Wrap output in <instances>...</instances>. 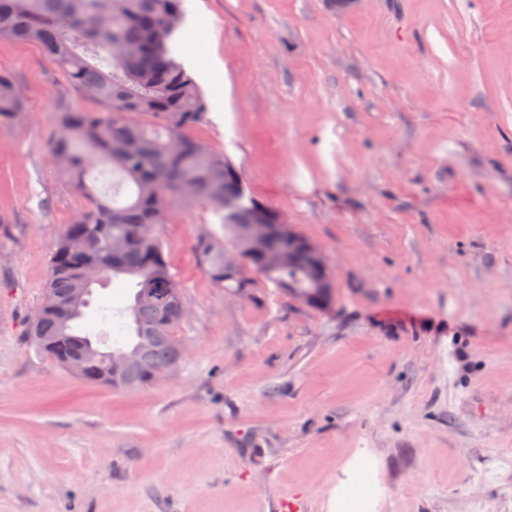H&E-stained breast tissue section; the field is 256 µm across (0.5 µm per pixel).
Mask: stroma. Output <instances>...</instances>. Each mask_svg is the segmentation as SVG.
<instances>
[{
	"label": "stroma",
	"mask_w": 512,
	"mask_h": 512,
	"mask_svg": "<svg viewBox=\"0 0 512 512\" xmlns=\"http://www.w3.org/2000/svg\"><path fill=\"white\" fill-rule=\"evenodd\" d=\"M194 137L319 248L315 309L258 271L203 272L224 227L173 205L156 235L189 316L177 371L89 385L23 335L87 200L51 144L98 110L33 44L0 38L27 106L0 126V512H328L355 449L379 512H512V0H185ZM134 285L78 323L132 335ZM200 250L205 257V273L216 284L225 288V290L236 293L246 288L247 282L243 275V268H238V263L232 261L228 264L233 272L227 269L229 261L224 255V249L219 245L204 240L200 243Z\"/></svg>",
	"instance_id": "obj_1"
}]
</instances>
